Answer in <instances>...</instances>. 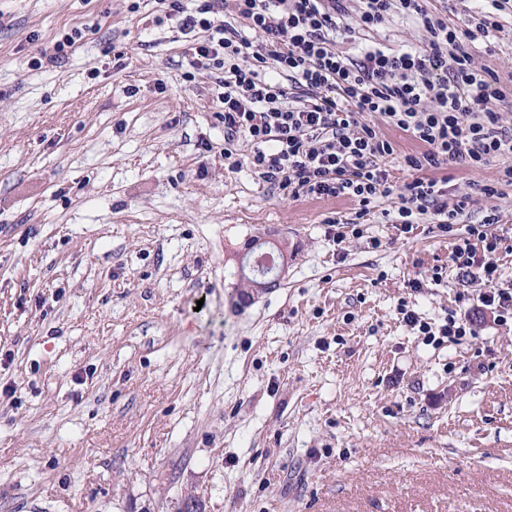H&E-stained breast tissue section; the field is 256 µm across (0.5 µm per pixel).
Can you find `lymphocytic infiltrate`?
Here are the masks:
<instances>
[{"instance_id": "obj_1", "label": "lymphocytic infiltrate", "mask_w": 512, "mask_h": 512, "mask_svg": "<svg viewBox=\"0 0 512 512\" xmlns=\"http://www.w3.org/2000/svg\"><path fill=\"white\" fill-rule=\"evenodd\" d=\"M165 16L183 33H198L189 65L217 74L222 89L224 156L247 139L253 172L284 196L349 197L359 204L347 231L360 235L359 222L378 197L397 195L398 232H410L425 216L451 233L461 223L471 195L449 202L445 179L436 170L462 164L478 169L499 157H512V128L499 105L506 91L497 75L475 69L469 43H491L501 26L496 13L505 0H487L466 29L449 26L427 0H359L349 12L344 0H160ZM398 16L421 27L424 45L393 49L362 44L358 55L336 48L354 30L367 32ZM381 116L420 143L405 156L414 176L394 190L385 161L394 153L379 127L364 122ZM491 211L467 226L451 259L465 277L483 282L479 301L495 323L512 324V285L499 284L497 254L502 239Z\"/></svg>"}]
</instances>
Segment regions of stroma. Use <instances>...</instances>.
<instances>
[{
  "mask_svg": "<svg viewBox=\"0 0 512 512\" xmlns=\"http://www.w3.org/2000/svg\"><path fill=\"white\" fill-rule=\"evenodd\" d=\"M162 10L0 0V512H512V325L450 259L466 224L401 235L382 197L334 243L357 202L282 197L245 140L231 168L220 88ZM499 21L469 50L512 88V7ZM510 164L437 175L459 196ZM472 196L512 282V186ZM260 237L289 264L244 304ZM404 308L474 333L425 344Z\"/></svg>",
  "mask_w": 512,
  "mask_h": 512,
  "instance_id": "35a3bbf8",
  "label": "stroma"
}]
</instances>
